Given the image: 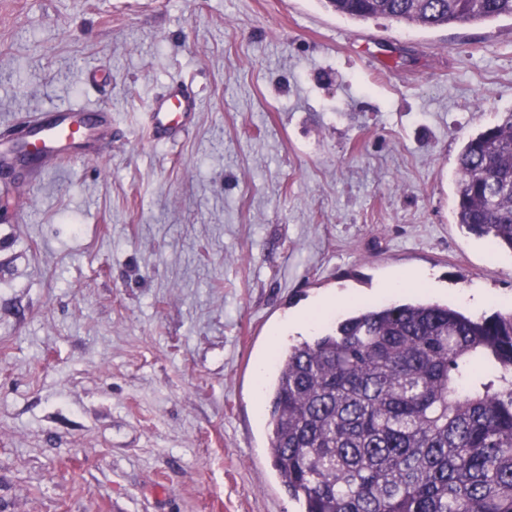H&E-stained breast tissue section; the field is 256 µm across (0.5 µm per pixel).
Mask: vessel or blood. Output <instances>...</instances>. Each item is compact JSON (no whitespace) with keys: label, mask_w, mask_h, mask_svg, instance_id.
I'll use <instances>...</instances> for the list:
<instances>
[{"label":"vessel or blood","mask_w":512,"mask_h":512,"mask_svg":"<svg viewBox=\"0 0 512 512\" xmlns=\"http://www.w3.org/2000/svg\"><path fill=\"white\" fill-rule=\"evenodd\" d=\"M198 106V97L185 84L170 85L146 116L150 138L171 141L188 131ZM111 135V110L92 104L48 107L25 114L0 131V172L15 171L25 155L31 158L29 167L34 176L74 156H97Z\"/></svg>","instance_id":"b4317fda"}]
</instances>
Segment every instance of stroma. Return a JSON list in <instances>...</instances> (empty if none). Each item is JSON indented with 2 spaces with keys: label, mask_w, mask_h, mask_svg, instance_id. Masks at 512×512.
I'll return each instance as SVG.
<instances>
[{
  "label": "stroma",
  "mask_w": 512,
  "mask_h": 512,
  "mask_svg": "<svg viewBox=\"0 0 512 512\" xmlns=\"http://www.w3.org/2000/svg\"><path fill=\"white\" fill-rule=\"evenodd\" d=\"M174 80L199 111L156 143ZM85 101L111 147L0 188V512H299L256 393L288 316L417 273L512 311V252L454 214L463 145L512 113L510 18L0 0V125Z\"/></svg>",
  "instance_id": "1"
}]
</instances>
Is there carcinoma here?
<instances>
[{
    "mask_svg": "<svg viewBox=\"0 0 512 512\" xmlns=\"http://www.w3.org/2000/svg\"><path fill=\"white\" fill-rule=\"evenodd\" d=\"M425 29L512 19V0H326ZM457 223L512 251V114L469 138ZM268 455L300 512H512V313L430 299L349 307L282 347Z\"/></svg>",
    "mask_w": 512,
    "mask_h": 512,
    "instance_id": "carcinoma-1",
    "label": "carcinoma"
}]
</instances>
